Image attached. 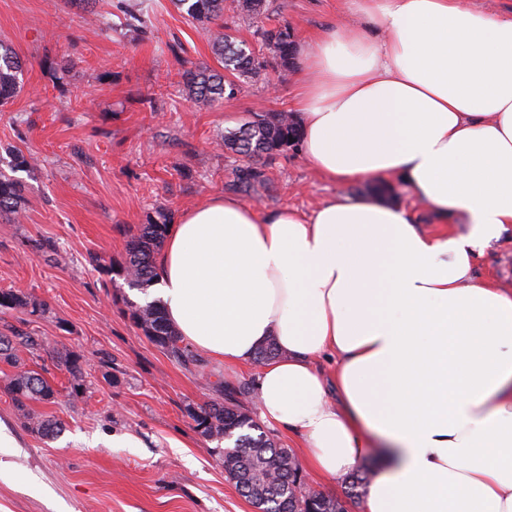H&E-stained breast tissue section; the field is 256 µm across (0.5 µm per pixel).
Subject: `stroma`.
Segmentation results:
<instances>
[{
    "instance_id": "stroma-1",
    "label": "stroma",
    "mask_w": 512,
    "mask_h": 512,
    "mask_svg": "<svg viewBox=\"0 0 512 512\" xmlns=\"http://www.w3.org/2000/svg\"><path fill=\"white\" fill-rule=\"evenodd\" d=\"M117 2L97 0L90 16L67 0H0V39L20 57L24 82L0 107V157L37 160L15 174L20 217L0 218V288L45 307L0 321L45 340L46 352L28 365L58 396L34 409L63 426L52 438L24 428L7 389L12 370L0 363V425L13 439L0 447V512H255L225 479L214 442L195 430L189 410L215 398L220 382L251 388L260 363L187 368L171 360L131 319L128 305L143 303V294L118 270L147 220L227 194L246 160L219 146L224 132L257 113L296 112L303 65L282 67L258 29L285 26L304 41L356 18L350 0H270L251 20L224 0L225 25L259 49L265 67L235 98L199 110L179 73L218 68L205 31L173 0H143V30L132 32ZM265 170V186L239 196L264 212L308 213L375 189L325 179L297 148ZM39 241L53 242L58 255L37 250ZM475 274L512 289V230L485 248ZM64 351L82 360L84 399L64 392L67 376L56 366Z\"/></svg>"
}]
</instances>
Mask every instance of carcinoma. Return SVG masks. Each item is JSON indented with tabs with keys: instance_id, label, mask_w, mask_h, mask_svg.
I'll return each mask as SVG.
<instances>
[{
	"instance_id": "carcinoma-1",
	"label": "carcinoma",
	"mask_w": 512,
	"mask_h": 512,
	"mask_svg": "<svg viewBox=\"0 0 512 512\" xmlns=\"http://www.w3.org/2000/svg\"><path fill=\"white\" fill-rule=\"evenodd\" d=\"M178 10L204 25L221 70L198 67L182 74V83L189 98L200 109H208L239 91V81L258 75L262 69L258 55L218 23L224 14V0H174ZM238 12L258 17L268 10L267 0H236ZM126 26L140 29L142 3L121 0ZM262 40L279 58L284 67L294 63L296 40L286 27L264 30ZM23 70L20 58L5 42L0 41V106L10 102L22 90L18 74ZM301 127L286 111L257 114L254 119L222 136L224 146L251 160L271 157L299 145ZM266 181L264 170L249 164L236 170L233 188L247 192ZM24 198L20 183L0 168V215L18 216ZM166 216L151 219L141 226L137 235L126 244L127 258L122 268L123 279L131 288L144 289L154 281L155 254L168 232ZM135 325L160 346L178 364L198 366L201 359L182 344L180 336L167 321L160 303L145 305L129 303ZM42 307L12 288L0 289V312L20 311L34 315ZM45 342L23 330L5 325L0 332V362L14 369L8 383L19 420L27 429L46 437L58 434L61 423L36 413L31 403L48 402L57 390L39 373L27 368L26 357L40 356ZM59 363L69 374L68 395L74 399L85 396L84 367L80 357L66 352ZM224 401L209 400L189 411L195 430L203 437L224 443L217 461L224 468L225 478L259 512H346L343 500L308 489L301 496L296 491L306 484L305 476L293 454L279 446L236 396L248 393L244 386L225 384L221 389ZM372 471L365 468L351 473L347 498L361 496Z\"/></svg>"
}]
</instances>
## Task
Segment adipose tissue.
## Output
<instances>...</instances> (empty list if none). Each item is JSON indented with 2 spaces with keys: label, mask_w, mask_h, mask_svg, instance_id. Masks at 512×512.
<instances>
[{
  "label": "adipose tissue",
  "mask_w": 512,
  "mask_h": 512,
  "mask_svg": "<svg viewBox=\"0 0 512 512\" xmlns=\"http://www.w3.org/2000/svg\"><path fill=\"white\" fill-rule=\"evenodd\" d=\"M352 9L366 30L300 49L303 156L340 185L403 179L440 229L370 198L305 214L216 196L171 225L153 289L214 364L276 342L257 402L310 473L347 475L385 447L363 512H512V289L474 274L512 226V15L468 0Z\"/></svg>",
  "instance_id": "1"
}]
</instances>
